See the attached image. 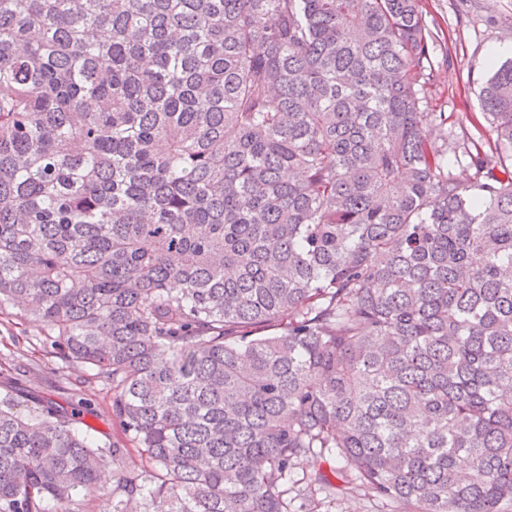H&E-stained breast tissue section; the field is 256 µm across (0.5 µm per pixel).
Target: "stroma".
I'll return each mask as SVG.
<instances>
[{"mask_svg":"<svg viewBox=\"0 0 512 512\" xmlns=\"http://www.w3.org/2000/svg\"><path fill=\"white\" fill-rule=\"evenodd\" d=\"M421 5L437 36L428 105L448 114L447 128H434L432 137L487 145L490 125L482 117L479 92L493 62L512 58V0H421ZM85 374L82 366L65 369L50 362L36 327L20 319L17 310L0 312V397L15 394L25 416L54 401L67 412H79L97 439L120 437L110 393L96 385L77 390Z\"/></svg>","mask_w":512,"mask_h":512,"instance_id":"35a3bbf8","label":"stroma"}]
</instances>
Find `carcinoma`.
<instances>
[{"instance_id": "1", "label": "carcinoma", "mask_w": 512, "mask_h": 512, "mask_svg": "<svg viewBox=\"0 0 512 512\" xmlns=\"http://www.w3.org/2000/svg\"><path fill=\"white\" fill-rule=\"evenodd\" d=\"M433 42L420 0H0V311L125 437L0 398V512H512V60L467 185ZM397 505L384 506L369 500L362 492H353L345 496L342 501L336 502L334 512H399Z\"/></svg>"}]
</instances>
